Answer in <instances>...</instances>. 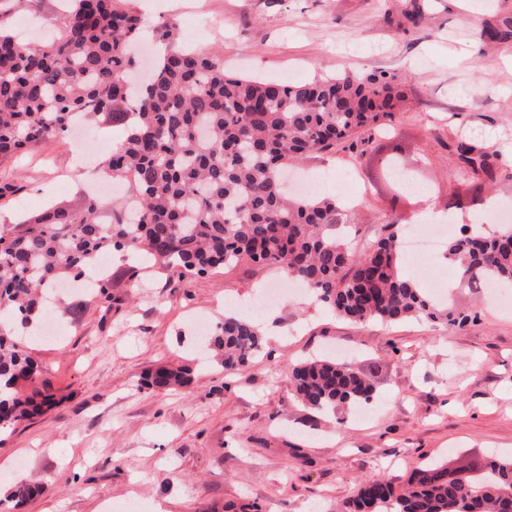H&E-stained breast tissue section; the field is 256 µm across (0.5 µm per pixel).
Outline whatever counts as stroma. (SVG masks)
Listing matches in <instances>:
<instances>
[{
    "mask_svg": "<svg viewBox=\"0 0 512 512\" xmlns=\"http://www.w3.org/2000/svg\"><path fill=\"white\" fill-rule=\"evenodd\" d=\"M148 29L133 51L135 79L149 75L152 50L178 43L220 51L234 72L275 82L344 72H384L404 85L390 135L405 164L423 165L422 190L393 198L371 152H314L302 166L328 173L340 195L356 197L350 240L361 251L381 225L413 228L440 211L475 223L453 151L475 139L496 153L494 177L478 175L482 198L512 206V39L486 41L484 26L512 24V0H130ZM419 12V24L408 16ZM125 136L102 125L0 159V226L50 205L95 198L103 214L118 195L98 194L107 147ZM111 301L53 297L47 315L61 341L29 344L55 404L0 433V512H336L359 484H402L440 460L480 465L512 458V288L454 289L474 321L450 329L428 320L359 325L303 293L273 307L240 309L272 317L276 336L245 368L225 373L198 355L195 318L211 323L275 280L243 263L203 278H179L113 252ZM341 344L375 388L371 416L314 412L295 400L288 369ZM159 362L189 372L186 387L161 392L141 378ZM44 491L23 507L9 499L19 480Z\"/></svg>",
    "mask_w": 512,
    "mask_h": 512,
    "instance_id": "1",
    "label": "stroma"
}]
</instances>
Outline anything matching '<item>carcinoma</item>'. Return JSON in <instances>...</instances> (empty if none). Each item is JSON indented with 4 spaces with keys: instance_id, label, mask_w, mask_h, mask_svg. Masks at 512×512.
Instances as JSON below:
<instances>
[{
    "instance_id": "carcinoma-1",
    "label": "carcinoma",
    "mask_w": 512,
    "mask_h": 512,
    "mask_svg": "<svg viewBox=\"0 0 512 512\" xmlns=\"http://www.w3.org/2000/svg\"><path fill=\"white\" fill-rule=\"evenodd\" d=\"M34 0H0V157L64 137L75 116L130 123L137 132L106 161L107 173L127 181L137 199L134 219L120 205L107 221L94 199L79 209L53 208L25 224L0 229V311L17 329L0 327V432L49 408L53 395L37 361L24 349L25 330L45 312L44 288L96 266L112 250L148 255L181 277H204L247 260L301 281L317 302L356 323L396 324L426 318L462 326L471 314L432 299L401 271L397 224L368 249L353 252L336 226L348 223L334 196L290 198L281 171L311 152L386 128L404 101L402 82L384 73H343L284 84L228 72L219 52L170 44L150 81L122 88L134 65L131 44L140 17L124 0H68L55 32L22 42L10 29L14 13ZM360 143L378 155L384 180L397 195L394 155L380 156L373 138ZM454 152L469 170L494 176L490 154L459 141ZM479 225L448 240L444 257L461 269L459 288L512 285V225L486 235ZM203 345L226 371L245 366L262 349L255 324L224 315ZM295 397L317 412L372 400L366 376L330 357L301 360L288 370ZM144 385L167 391L188 384L187 372L158 364ZM39 486L16 484L21 506ZM337 512H512V460L493 458L479 469L442 465L418 470L406 487L371 479Z\"/></svg>"
}]
</instances>
